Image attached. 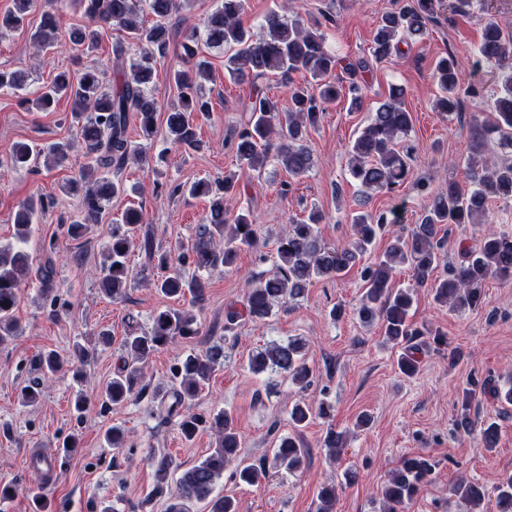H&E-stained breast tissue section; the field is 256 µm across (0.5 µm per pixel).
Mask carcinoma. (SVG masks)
<instances>
[{
    "label": "carcinoma",
    "instance_id": "1",
    "mask_svg": "<svg viewBox=\"0 0 512 512\" xmlns=\"http://www.w3.org/2000/svg\"><path fill=\"white\" fill-rule=\"evenodd\" d=\"M191 0H79L88 23L68 33L69 41L86 57L94 56L100 42V28L116 27L124 38L112 45L118 58L135 49L137 59L117 72L113 85L104 84L100 66L92 62L72 75L58 73L51 84L32 92L31 107L49 111L55 102L66 97L72 104V119L77 124L89 162L79 174L63 187L67 195L80 198L81 207L71 217L67 234L83 236L88 225L101 221L112 199L127 194L126 184L117 174L131 161L149 162L145 147L135 145L127 135L130 118H136L140 137L154 140L157 129V103L151 93L154 82V62L167 55L170 40L169 19L190 8ZM35 0H15V10L0 16V34L23 25ZM52 0L51 9L42 14L33 41L44 49L58 39L60 5ZM396 8L383 15L373 38L372 56L381 61L401 53L400 44L428 33L435 21V0H395ZM245 0H221L203 21V29H191L184 35L181 65L173 68L168 79L178 95L168 108L166 140L175 147L198 150L193 115L210 112V102L203 93L202 81L210 75V63L198 56V42L228 51L224 69L235 81L250 80L255 97L249 102L251 115L234 135L236 156L249 169L260 173L274 163L293 177L305 175L311 164L307 144L308 130L320 122L326 105L340 96L341 87L335 76L338 59L328 48L320 28L306 27L286 13L272 11L261 22L263 34L256 35L244 26L241 15ZM154 17L147 25L144 15ZM477 51L481 59L502 69H509L502 87L494 97L493 119L478 123L482 141L495 139L504 149L512 148V36L503 33L493 21L484 24L482 41ZM366 63H349L348 94L350 111H359L364 104L357 81ZM462 68L461 57L450 54L438 61L433 79L441 95L436 100L438 111L453 117L459 110L462 95H475V90H462L457 74ZM307 73L311 81L297 85L291 74ZM277 74L288 83L290 106L278 107L277 102L261 92L258 81ZM26 76L19 71H0V89H22ZM403 89L394 88L388 100L378 106L353 141L350 150V175L363 190L387 189L402 185L409 177L407 155L401 142L411 130V116L401 106ZM278 141L272 146V141ZM70 144L55 142L40 150L28 143L13 147L10 161L14 168L24 169L39 157L46 166L61 165L70 158ZM465 175L471 189L461 190L454 182L448 191L432 196L421 222L394 233L386 249L370 256L372 245L383 226L400 221L397 209L390 213L358 212L351 216L353 237L343 246L327 247L321 237L320 224L324 214L313 208L308 215L289 224L278 237L274 267L267 277L248 286L241 307H229L225 314L230 325L242 319L261 322L274 309L300 298L319 279H340L347 270L363 264L361 275L364 288L356 307L359 322L365 326L380 324L383 339L400 346L397 356L399 373L407 378L419 370V354L431 345L441 346L445 338L437 331L413 320L411 313L416 289L427 288L435 302L455 310L475 308L484 302V285L494 278L512 282V233L487 228L473 246L461 248V262L445 264L439 229L443 224H488V204L493 199H512V163L491 164L481 148H476L465 163ZM173 192L192 197L209 198V213L205 223L198 225L194 237L180 245L175 253L156 249L150 230L142 228L144 212L128 207L112 220L108 241L99 267L101 291L114 301L122 300L133 280L129 264L132 251L137 250L153 264V287L163 296L181 301L204 300L208 281L202 272L232 266L239 253L254 247L256 227L250 212L231 214L230 206L237 197V178L226 173L221 178H202L187 185H177ZM56 204L48 197L31 198L18 205L13 223L19 241L17 247L0 246V345L16 335L14 315L21 287L32 271L29 256L22 247L31 224L38 214ZM443 273H438L440 266ZM400 266L406 267L411 283L406 288L393 287V276ZM41 293L48 296L55 288V269L51 260L37 268ZM201 326L193 314L168 307L153 314L150 326L141 331H129L122 338L121 348L127 353L123 365L104 389L106 399L121 406L143 390L144 367L150 357L177 337L199 335ZM305 343L299 338L273 341L265 348L247 355L246 369L254 375L277 374L291 381L304 392L314 383L313 370L305 359ZM224 343L216 341L203 354L188 355L172 369L171 383L159 386L160 408L166 416L178 418L179 430L185 440L214 431L218 435L215 448L200 462L182 471L175 481L165 512H195L196 504L208 502L209 512H237L235 500L214 495L216 482L224 470L235 464L231 478L238 484L258 486L269 477L270 470L296 473L303 468L306 449L292 435H281L273 448L272 460L245 463L240 458L241 441L233 415L224 410L216 414H201L191 410L187 401L197 397L209 383L215 370L224 364ZM490 394L500 403L512 405V383L503 388L485 379L473 383L464 393L461 410L455 420L457 428H474L471 405L476 392ZM331 404L321 400L313 405L302 400L288 408V421L293 429L306 426L314 414L326 416ZM324 446L329 456L336 458L347 447L345 433L330 431ZM168 458H161L156 467L154 493L161 494L168 486ZM435 465L421 455L405 456L391 473L382 489L384 512H403L421 487L432 479ZM449 492L454 503L465 512H485V501L494 499L493 512H512V474H505L493 492L483 486L458 479ZM336 484L325 483L318 498L319 512H334Z\"/></svg>",
    "mask_w": 512,
    "mask_h": 512
}]
</instances>
